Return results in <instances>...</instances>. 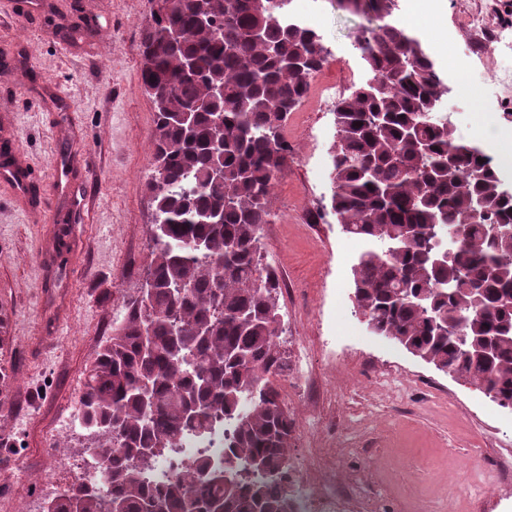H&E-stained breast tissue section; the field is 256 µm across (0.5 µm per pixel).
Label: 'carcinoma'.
Instances as JSON below:
<instances>
[{
	"label": "carcinoma",
	"instance_id": "carcinoma-1",
	"mask_svg": "<svg viewBox=\"0 0 512 512\" xmlns=\"http://www.w3.org/2000/svg\"><path fill=\"white\" fill-rule=\"evenodd\" d=\"M143 30L140 80L155 110L150 179L163 230L147 276L151 312L132 296L87 370L78 402L97 480L72 485L48 512H290L295 419L274 380L279 282L263 273L261 226L288 163V114L326 60L320 32L292 0H163ZM378 21L357 39L367 78L336 107L332 208L366 242L352 267L354 313L410 354L512 408V187L485 149L455 138L448 85L399 0H336ZM206 7L211 26L198 23ZM181 38L166 42L171 23ZM195 63L188 71L185 63ZM215 86L224 97L193 105ZM224 169L215 180L214 167ZM476 224L462 218L477 203ZM412 226L417 236L406 239ZM449 251V258L442 257ZM498 337L494 358L480 348ZM230 422L224 461L195 459L157 483L158 453L188 432Z\"/></svg>",
	"mask_w": 512,
	"mask_h": 512
}]
</instances>
